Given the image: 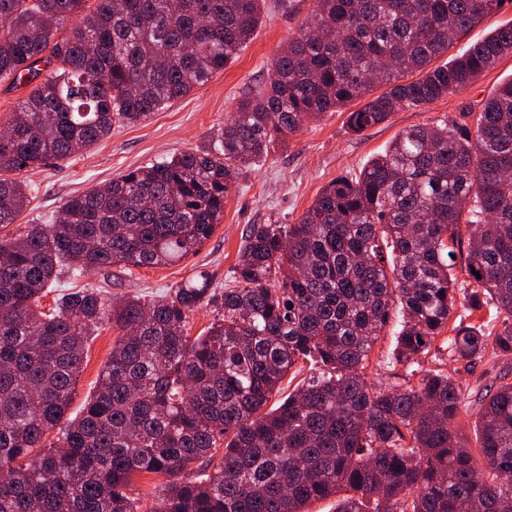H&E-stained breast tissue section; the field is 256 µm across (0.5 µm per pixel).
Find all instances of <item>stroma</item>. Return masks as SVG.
Returning <instances> with one entry per match:
<instances>
[{"instance_id": "obj_1", "label": "stroma", "mask_w": 512, "mask_h": 512, "mask_svg": "<svg viewBox=\"0 0 512 512\" xmlns=\"http://www.w3.org/2000/svg\"><path fill=\"white\" fill-rule=\"evenodd\" d=\"M313 0H286L270 11L238 58L210 81L195 88L148 121L113 130L110 137L57 164L25 173L30 204L15 223L0 226V237L22 231L30 224H47L62 203L89 187L105 183L124 172L159 157L201 145L218 128L240 95L266 81L269 62L294 35L310 13ZM512 80V54L504 55L466 90L453 93L424 109L401 110L388 122L364 133L352 132L347 110L325 113L316 122L290 136L285 147L272 150L265 161L241 174L224 205V219L193 255L169 266L134 269L132 274L113 272L111 278L91 273L62 279L60 288L105 286L107 299L143 295L158 300L200 271L208 272L214 287L232 282V268L251 224H294L320 191L341 175H358L372 157L383 153L403 129L458 118L465 109L479 110L498 89ZM116 337L104 327L86 347L70 413H77L93 390ZM395 338L383 331L366 363L364 376L371 384L389 387L410 380L412 372L440 370L462 388L512 384V356L485 355L470 364L453 361L448 345L436 340L418 364L397 362Z\"/></svg>"}]
</instances>
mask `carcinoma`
Segmentation results:
<instances>
[{
    "label": "carcinoma",
    "mask_w": 512,
    "mask_h": 512,
    "mask_svg": "<svg viewBox=\"0 0 512 512\" xmlns=\"http://www.w3.org/2000/svg\"><path fill=\"white\" fill-rule=\"evenodd\" d=\"M0 0V82L33 88L0 134V224L30 202L5 178L64 160L206 84L235 61L266 0ZM512 0H314L271 61L201 146L68 199L52 224L0 238V512H137L134 475L168 476L153 512H512V384L479 398L477 450L459 434L460 386L368 384L364 364L393 310L397 358L417 362L454 315L462 240L476 288L501 328L458 324L448 354L512 355V82L476 115L403 130L360 176H338L295 224H251L234 286L205 272L171 297L107 302L96 288L43 299L72 275H127L196 253L224 219L240 172L326 112L354 133L400 109L474 84L512 53V25L442 64ZM84 15L72 35L65 22ZM52 69L39 79L40 64ZM386 90L374 94L376 85ZM391 250L386 260L383 248ZM217 315L199 336L190 317ZM122 331L80 414L73 400L90 337ZM301 360L330 374L267 408ZM57 430L55 441L45 435ZM224 444L213 469L184 476Z\"/></svg>",
    "instance_id": "1"
}]
</instances>
